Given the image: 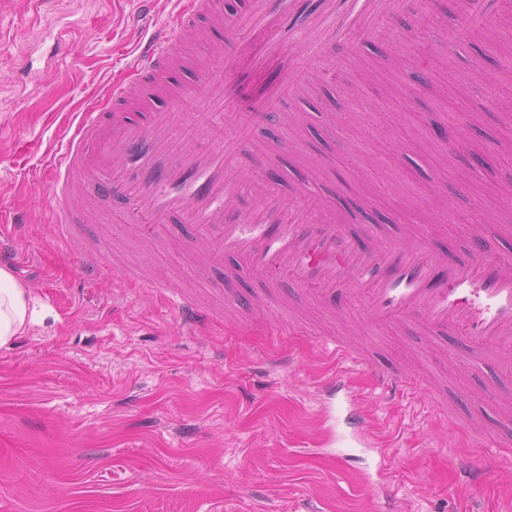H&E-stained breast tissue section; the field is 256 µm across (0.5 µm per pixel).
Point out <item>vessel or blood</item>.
<instances>
[{"label": "vessel or blood", "mask_w": 512, "mask_h": 512, "mask_svg": "<svg viewBox=\"0 0 512 512\" xmlns=\"http://www.w3.org/2000/svg\"><path fill=\"white\" fill-rule=\"evenodd\" d=\"M164 1L171 7L167 21L127 51L126 78L104 86L111 112L93 99L68 113L59 145L45 155L59 236L69 239L75 226L87 223L96 202L120 200L141 239L200 253L183 280L196 281L203 269L223 272L225 306L240 305L236 288L245 276L266 289L256 306L279 314L287 313L288 288L296 285L329 309L361 307L373 326L418 325L477 358L491 351L512 355V255L485 238L483 212L473 214L469 249L454 255L439 253L419 231L326 224L317 218L323 200L309 185L316 161L301 141L290 152L296 175L279 190L270 188L262 161L244 166L243 144L255 127L235 122L222 129L234 115L237 78L261 58L273 67L272 79L260 87L261 117L301 127L306 117L296 102L319 86L331 45L364 46L381 21L411 13L413 0H245L230 20L223 0ZM417 21L431 42L465 43V27L451 36L431 16ZM192 85L203 109L184 119L178 109ZM199 139L207 140L206 148H195ZM27 221L25 212L0 206L6 227L0 265L20 266L17 230ZM76 267L88 278L110 271L92 246L78 252ZM138 285L164 289L183 330H201L206 315L189 294L161 279ZM322 346L367 370L374 387L405 395L433 391L428 379L362 356L348 339L326 335ZM320 387L354 424L347 378L336 374ZM457 427L477 450L456 455L451 465L463 487L477 492L498 464L512 462V443L471 419Z\"/></svg>", "instance_id": "b4317fda"}]
</instances>
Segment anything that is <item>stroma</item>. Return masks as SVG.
<instances>
[{
  "label": "stroma",
  "instance_id": "stroma-1",
  "mask_svg": "<svg viewBox=\"0 0 512 512\" xmlns=\"http://www.w3.org/2000/svg\"><path fill=\"white\" fill-rule=\"evenodd\" d=\"M136 0H0V202L29 212L30 242L16 276L43 323L0 348V512H375L365 486L369 455L337 466L318 386L344 371L373 447L390 449L389 481L399 512H512V466L496 470L483 492L458 483L449 463L470 443L428 401L381 392L352 367H339L319 331L356 345L376 339L380 358L427 377L454 412L482 417L487 389L512 401V363L490 356L488 379L472 377L467 357L447 338L415 335L391 324L372 330L360 308L331 318L310 312L312 334L276 331L268 309H240L225 322L214 288L197 289L211 314L200 335L177 326L162 293L130 288L112 295L108 279H83L75 255L90 242L108 260L136 263L151 252L113 202L91 223L84 241H66L51 227L38 171L66 113L121 75V47L132 37ZM512 34V7L474 28L467 46L420 38L412 19L384 22L371 46L352 53L343 44L323 66L329 76L315 101L324 111L349 106L344 81L359 83L358 116L374 129L367 138L330 139L318 127L305 134L316 159V193L345 178L358 187L364 161L384 167L389 189L370 221L398 229L425 228L444 254L469 238L463 218L476 207L505 203L483 173L459 182V159L445 184L458 191L455 217L428 208L435 183L425 159L441 151L430 129L479 109L483 88L496 87L512 104V68L484 52ZM32 58L33 71L21 64ZM457 71L478 90L456 97L447 83L425 87L417 73ZM290 128L269 122L245 145L251 158L280 159ZM474 148L512 149V111L483 112L470 132ZM160 267L185 268L183 254L151 252Z\"/></svg>",
  "mask_w": 512,
  "mask_h": 512
}]
</instances>
